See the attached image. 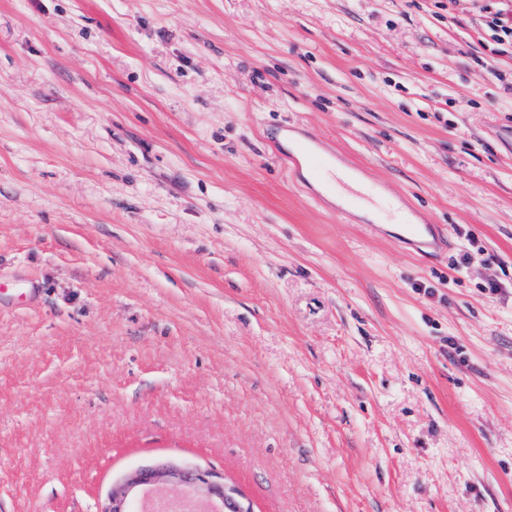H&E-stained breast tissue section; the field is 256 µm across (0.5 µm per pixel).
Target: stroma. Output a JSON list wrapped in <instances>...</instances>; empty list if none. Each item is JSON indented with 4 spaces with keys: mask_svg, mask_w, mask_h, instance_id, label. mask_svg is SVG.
<instances>
[{
    "mask_svg": "<svg viewBox=\"0 0 512 512\" xmlns=\"http://www.w3.org/2000/svg\"><path fill=\"white\" fill-rule=\"evenodd\" d=\"M473 18L0 0V512L161 462L251 512H512V61ZM292 122L448 250L316 203Z\"/></svg>",
    "mask_w": 512,
    "mask_h": 512,
    "instance_id": "stroma-1",
    "label": "stroma"
}]
</instances>
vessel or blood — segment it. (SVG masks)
Returning <instances> with one entry per match:
<instances>
[{
    "instance_id": "b4317fda",
    "label": "vessel or blood",
    "mask_w": 512,
    "mask_h": 512,
    "mask_svg": "<svg viewBox=\"0 0 512 512\" xmlns=\"http://www.w3.org/2000/svg\"><path fill=\"white\" fill-rule=\"evenodd\" d=\"M283 156L291 162L299 157L305 160L309 180L315 186V199H335L338 215L367 209L372 215L370 229L396 225L398 242L422 254L447 249L448 237L438 225L419 223L413 207L399 197L387 195L384 183L367 181L362 169L352 166L343 154L318 138L304 136Z\"/></svg>"
}]
</instances>
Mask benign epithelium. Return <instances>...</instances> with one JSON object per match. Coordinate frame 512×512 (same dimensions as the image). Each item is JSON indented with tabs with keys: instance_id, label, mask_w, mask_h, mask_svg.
<instances>
[{
	"instance_id": "7a95c632",
	"label": "benign epithelium",
	"mask_w": 512,
	"mask_h": 512,
	"mask_svg": "<svg viewBox=\"0 0 512 512\" xmlns=\"http://www.w3.org/2000/svg\"><path fill=\"white\" fill-rule=\"evenodd\" d=\"M171 494L194 497L205 512H246L237 492L215 481L213 473L165 463L142 467L113 486L102 512H136L150 498Z\"/></svg>"
}]
</instances>
